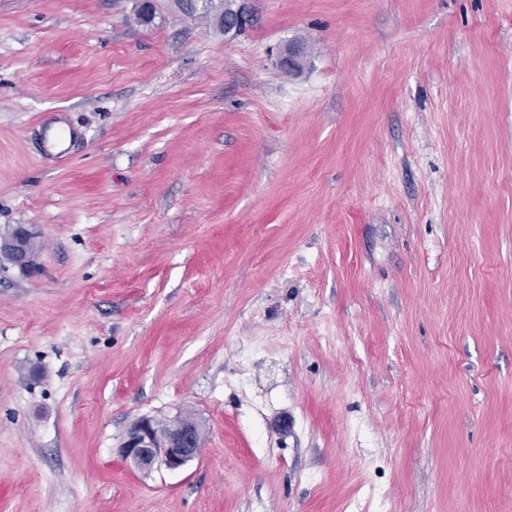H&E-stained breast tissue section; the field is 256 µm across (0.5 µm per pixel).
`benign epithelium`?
Returning a JSON list of instances; mask_svg holds the SVG:
<instances>
[{
    "instance_id": "1",
    "label": "benign epithelium",
    "mask_w": 512,
    "mask_h": 512,
    "mask_svg": "<svg viewBox=\"0 0 512 512\" xmlns=\"http://www.w3.org/2000/svg\"><path fill=\"white\" fill-rule=\"evenodd\" d=\"M236 14L224 20V34H238L253 21L252 0H237ZM7 252L21 266H26V250L23 239L15 237L5 246ZM202 449V426L196 421H181L173 418L168 431L163 432L156 426V421L149 416H142L126 430L119 445V455L143 471L155 467L179 470L188 462L197 458Z\"/></svg>"
}]
</instances>
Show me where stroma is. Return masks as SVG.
Instances as JSON below:
<instances>
[{"label": "stroma", "instance_id": "1", "mask_svg": "<svg viewBox=\"0 0 512 512\" xmlns=\"http://www.w3.org/2000/svg\"><path fill=\"white\" fill-rule=\"evenodd\" d=\"M254 8L0 0V512H512V0ZM195 1H204L202 9H197ZM177 9L186 14H198L210 19L213 25L224 34H238L245 30L253 21L254 11L252 0H175ZM237 2L239 4L236 14L226 20L223 19L234 14ZM217 24V26H216ZM167 432L156 426L149 416H142L126 430L119 445V455L143 471L155 466L179 470L197 458L202 449V426L197 420L181 421L173 418Z\"/></svg>", "mask_w": 512, "mask_h": 512}]
</instances>
